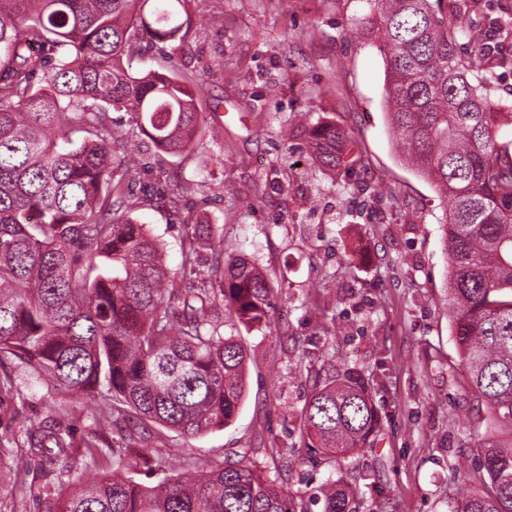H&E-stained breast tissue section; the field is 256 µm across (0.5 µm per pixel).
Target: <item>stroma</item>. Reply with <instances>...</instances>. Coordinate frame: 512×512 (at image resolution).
<instances>
[{
    "instance_id": "stroma-1",
    "label": "stroma",
    "mask_w": 512,
    "mask_h": 512,
    "mask_svg": "<svg viewBox=\"0 0 512 512\" xmlns=\"http://www.w3.org/2000/svg\"><path fill=\"white\" fill-rule=\"evenodd\" d=\"M512 0H459L491 47ZM182 47L137 40L133 71H171L201 85V127L213 130L190 155L158 161L145 136L119 141L140 160L144 184L174 191L178 210L141 206L133 216L164 245L174 286L184 218L217 236L268 275L266 325L237 327L249 357L247 393L233 423L196 437L129 416L100 430L93 401L50 388L34 367L0 359V512H47L89 471L131 457V477L153 484L196 462L244 455L295 497L328 478L358 481L359 512H448L461 468L478 466L470 435L478 414L444 309L448 259L439 224L446 204L396 158L383 113L386 64L351 30L365 0H187ZM332 122L352 136L359 164L313 162L308 133ZM354 368L370 382L381 417L372 447L328 462L304 447L301 412L311 391ZM59 424L54 465L28 451L27 430Z\"/></svg>"
}]
</instances>
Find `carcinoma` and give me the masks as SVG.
<instances>
[{
	"label": "carcinoma",
	"mask_w": 512,
	"mask_h": 512,
	"mask_svg": "<svg viewBox=\"0 0 512 512\" xmlns=\"http://www.w3.org/2000/svg\"><path fill=\"white\" fill-rule=\"evenodd\" d=\"M357 36L386 60L385 116L400 160L451 200L440 225L448 253L445 308L459 365L484 408L482 468L462 474L449 512H512V142L497 129L512 105L488 85L508 63L470 26L456 0H366ZM184 0H0V355L36 364L54 388L102 392L138 418L198 436L230 425L246 395L247 350L209 318L220 303L232 325L266 323L272 287L246 258L215 249L211 273L180 293L168 287L163 244L133 207L176 204L161 188L127 203L138 166L112 152V113L126 112L169 156L202 134L196 92L174 73H134L127 46L148 30L183 44ZM323 167L357 162L334 123L314 126ZM207 222L181 240L196 271L212 240ZM303 432L323 452L370 445L377 409L347 369L315 389ZM30 452L54 464L60 430L28 432ZM112 475L64 497L57 512H309L254 463L225 459L193 479L146 485ZM357 484L309 496L319 512H358Z\"/></svg>",
	"instance_id": "obj_1"
}]
</instances>
